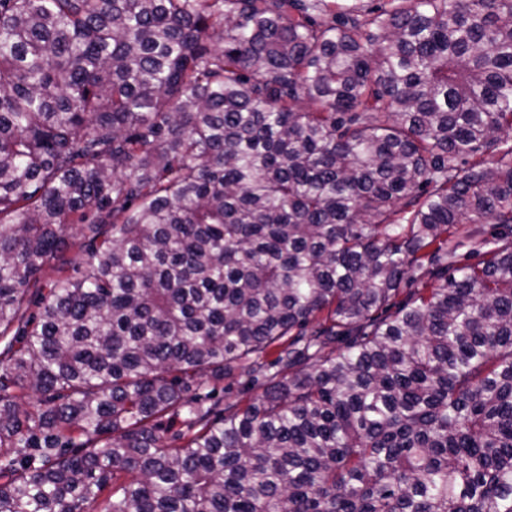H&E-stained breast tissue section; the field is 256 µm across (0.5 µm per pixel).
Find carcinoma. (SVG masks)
<instances>
[{"mask_svg": "<svg viewBox=\"0 0 512 512\" xmlns=\"http://www.w3.org/2000/svg\"><path fill=\"white\" fill-rule=\"evenodd\" d=\"M0 512H512V0H0ZM457 227L460 229V234L456 238L458 242V247L456 250V255L458 259L462 261V263H475L480 257L476 256L478 254L482 255L484 249H481L478 244L475 243L476 239L488 238L491 239V234L493 233L494 226L491 223L486 224H459ZM470 230H484V233L477 235L476 239L468 237L465 231ZM230 383L231 380L225 379L224 383H221L218 386V389L215 394L216 399H220L222 402H235L238 400H242L244 404V402L248 400L260 397L265 389L264 386L258 385L255 388L243 393L242 388L236 383L231 384L230 388H228V384ZM222 387H226V390L223 391Z\"/></svg>", "mask_w": 512, "mask_h": 512, "instance_id": "1", "label": "carcinoma"}]
</instances>
